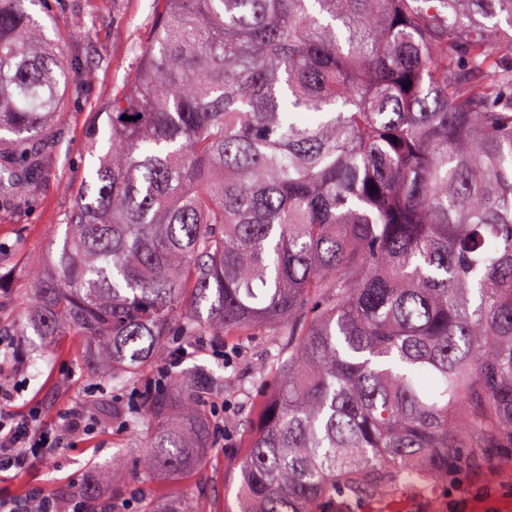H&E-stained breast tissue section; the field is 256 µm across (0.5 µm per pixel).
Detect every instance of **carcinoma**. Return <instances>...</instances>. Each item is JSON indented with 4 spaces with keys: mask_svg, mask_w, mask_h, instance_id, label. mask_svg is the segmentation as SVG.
Returning <instances> with one entry per match:
<instances>
[{
    "mask_svg": "<svg viewBox=\"0 0 512 512\" xmlns=\"http://www.w3.org/2000/svg\"><path fill=\"white\" fill-rule=\"evenodd\" d=\"M0 0V198L25 204L74 77ZM86 134L27 306L112 388L173 350L286 342L239 512H326L512 465V0H164ZM131 120H123V116ZM201 373L143 402L144 478L212 447ZM133 431L138 412L112 406Z\"/></svg>",
    "mask_w": 512,
    "mask_h": 512,
    "instance_id": "cac0c4a2",
    "label": "carcinoma"
}]
</instances>
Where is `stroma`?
<instances>
[{
    "mask_svg": "<svg viewBox=\"0 0 512 512\" xmlns=\"http://www.w3.org/2000/svg\"><path fill=\"white\" fill-rule=\"evenodd\" d=\"M163 8V0H44L32 8L47 37H54L57 22L70 31L66 60L75 71L77 87L69 91L63 114L51 124L55 146L44 158L42 187L28 204L0 206V246L8 251L0 265V280L12 297L7 317L14 326V342L26 356L17 373L21 391L7 404L12 412L36 404L45 419L54 423L74 401H84L96 415L115 399L107 392L108 382L76 357L77 337L58 336L46 342L36 336L25 305L31 282L22 272L30 266H49L55 253L51 227L62 223L72 206L63 186L87 177L92 162L85 151L88 122L151 47ZM280 346L278 338L260 330L226 345L203 336L179 356L171 385L184 386L199 370L224 380L223 392L211 396L206 405L214 425V447L204 466L180 475L162 470L153 478L141 479L140 446L152 431L151 419L144 414L137 433L104 424L95 439L61 450L54 468L36 466L0 478V500L22 502L42 490L80 492L92 481L97 498L121 491L124 512H151L159 502L187 497L197 512H236L242 434L256 424L253 373L257 366L269 363ZM116 453L123 458L117 469L112 466ZM350 508L352 512H512V467L500 466L491 474L482 468L470 469L448 485L431 486L426 493L406 488L351 503Z\"/></svg>",
    "mask_w": 512,
    "mask_h": 512,
    "instance_id": "obj_1",
    "label": "stroma"
}]
</instances>
